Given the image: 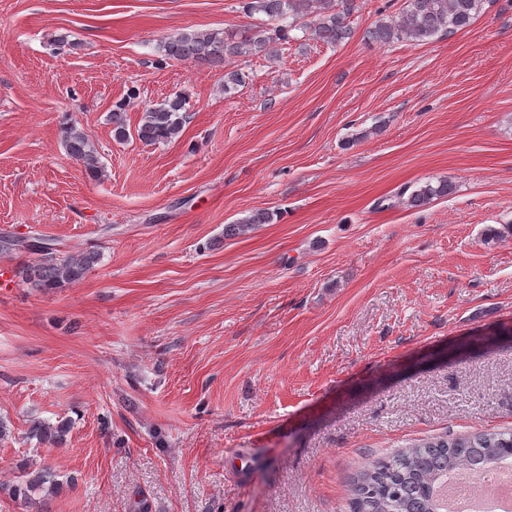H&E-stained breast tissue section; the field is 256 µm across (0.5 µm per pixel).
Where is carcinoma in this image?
I'll use <instances>...</instances> for the list:
<instances>
[{"instance_id":"carcinoma-1","label":"carcinoma","mask_w":512,"mask_h":512,"mask_svg":"<svg viewBox=\"0 0 512 512\" xmlns=\"http://www.w3.org/2000/svg\"><path fill=\"white\" fill-rule=\"evenodd\" d=\"M398 18L376 21L367 37L378 43L399 41L424 43L435 37L449 36L469 27L487 0H407ZM245 13L263 16L262 22L240 34L218 30H187L165 38L158 45L159 63L194 62L223 67L233 58L265 56L275 44L288 39L287 19L297 21L313 17L310 36L317 42L336 45L347 39V19L354 0H244ZM137 98L129 90L128 100L115 103L110 115L113 139L123 142L130 132L125 120L128 101ZM187 122L186 99L176 94L144 108L136 137L147 145L167 143L178 137ZM68 154L81 162L93 176L102 172L97 149L86 132L75 124L62 130ZM454 187L446 179L430 182L413 190L406 203L420 208L438 198H446ZM270 220L269 213L258 210L226 228V235H243ZM30 251L28 238L0 235V253ZM98 261L94 252L68 253L45 251L16 275L32 288H64L81 280ZM29 437L40 442L60 444L65 429L43 422L33 424ZM512 461V430H488L454 438L418 439L383 458L370 462L351 481V512H440L437 488L450 472L467 468L492 469ZM51 480L43 471L26 481V488L12 489L13 495L41 490Z\"/></svg>"}]
</instances>
